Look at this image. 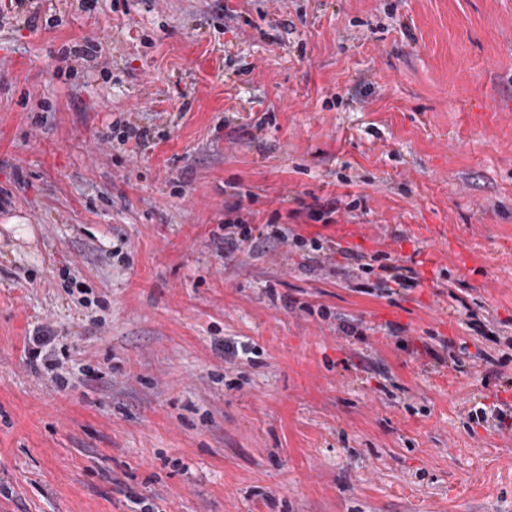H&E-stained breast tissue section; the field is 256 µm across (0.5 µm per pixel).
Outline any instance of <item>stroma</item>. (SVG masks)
I'll return each instance as SVG.
<instances>
[{
	"label": "stroma",
	"instance_id": "obj_1",
	"mask_svg": "<svg viewBox=\"0 0 512 512\" xmlns=\"http://www.w3.org/2000/svg\"><path fill=\"white\" fill-rule=\"evenodd\" d=\"M88 39L111 75L62 61ZM227 219L289 242L225 259ZM46 324L64 389L27 365ZM139 497L512 512V0H58L0 32V512Z\"/></svg>",
	"mask_w": 512,
	"mask_h": 512
}]
</instances>
